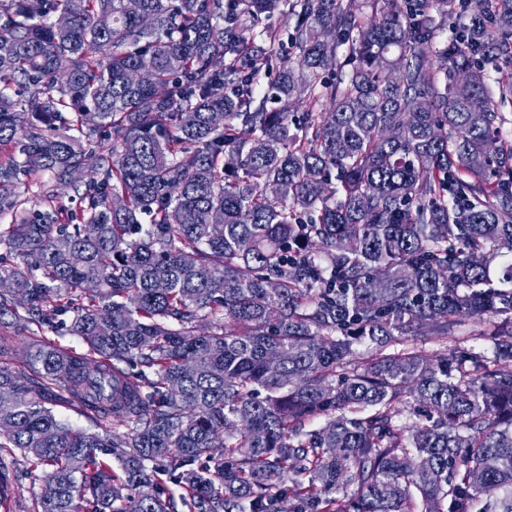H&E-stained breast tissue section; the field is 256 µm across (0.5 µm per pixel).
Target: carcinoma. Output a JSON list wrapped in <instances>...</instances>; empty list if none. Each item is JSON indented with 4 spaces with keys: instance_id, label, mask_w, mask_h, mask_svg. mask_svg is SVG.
<instances>
[{
    "instance_id": "carcinoma-1",
    "label": "carcinoma",
    "mask_w": 512,
    "mask_h": 512,
    "mask_svg": "<svg viewBox=\"0 0 512 512\" xmlns=\"http://www.w3.org/2000/svg\"><path fill=\"white\" fill-rule=\"evenodd\" d=\"M511 102L512 0H0V501L512 512ZM0 337H4L11 341L14 347L12 358L10 361H7L9 366L16 371L19 369L27 373V369L23 366L26 357V350L36 340H40L41 338L28 336L27 333L21 334L17 328L12 325H4L0 327ZM19 483L23 490L8 500L0 503V512H33V500L31 490L38 489L41 484L43 473L36 470L33 473L27 472L26 468L19 470Z\"/></svg>"
}]
</instances>
